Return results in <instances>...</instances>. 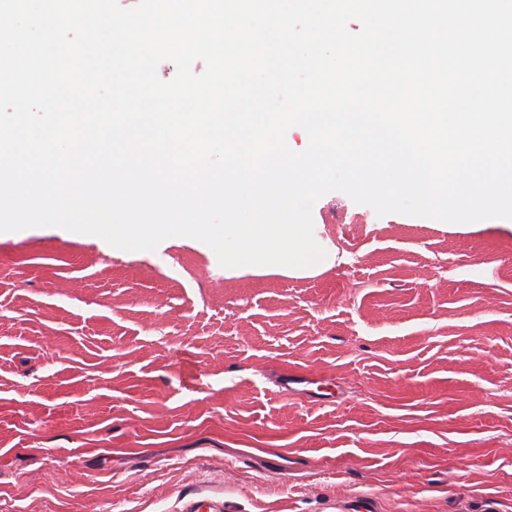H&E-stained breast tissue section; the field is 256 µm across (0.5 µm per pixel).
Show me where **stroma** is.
<instances>
[{
  "label": "stroma",
  "instance_id": "stroma-1",
  "mask_svg": "<svg viewBox=\"0 0 512 512\" xmlns=\"http://www.w3.org/2000/svg\"><path fill=\"white\" fill-rule=\"evenodd\" d=\"M312 216L305 276L1 233L0 512H512V219Z\"/></svg>",
  "mask_w": 512,
  "mask_h": 512
}]
</instances>
